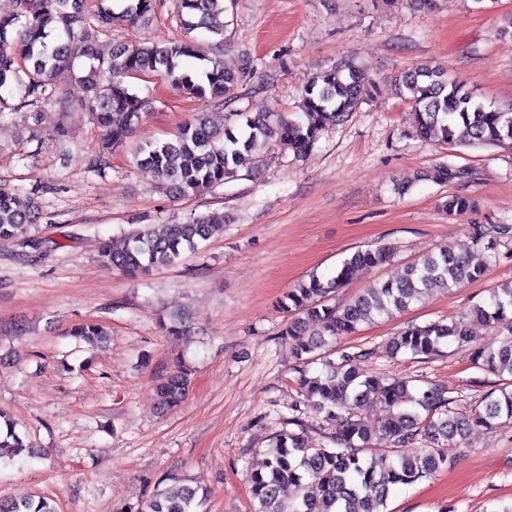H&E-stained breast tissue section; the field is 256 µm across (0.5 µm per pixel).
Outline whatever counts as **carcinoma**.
I'll list each match as a JSON object with an SVG mask.
<instances>
[{"mask_svg": "<svg viewBox=\"0 0 512 512\" xmlns=\"http://www.w3.org/2000/svg\"><path fill=\"white\" fill-rule=\"evenodd\" d=\"M21 11L0 17V91H17L21 105L31 106L29 118L41 125L36 102L53 100L68 106L61 78L68 76L85 90V107L104 132L106 146L123 143L137 124L146 101L134 93L127 79L154 75L193 98L209 97L218 104L237 98L236 91L254 68L246 58L236 70H228L198 53L192 33L204 30L224 41L226 0H176L183 36L162 42L116 45L110 56L97 53V33L120 17L137 26L148 22L159 0H98L88 13L85 0H20ZM81 64H76V61ZM397 96L414 109L415 136L423 141L451 143L456 129L464 128L470 146H496L512 150V105L501 108L476 99L465 85L448 78L441 65L423 64L394 78ZM374 82L362 69L344 63L314 77L302 91V112L290 119L280 112L253 116L229 112L234 121L223 127L199 113L184 123L169 140L140 146L136 162L150 168L167 189L180 196L224 184L235 176L241 156L262 152L274 142L303 158L310 154L322 133L342 124L370 94ZM465 167L442 164L434 178L444 184L469 178ZM40 218L33 194L0 187V242L18 238L28 224ZM224 214L212 212L188 222L144 224L123 246L102 243L100 258L127 275L175 264L182 254L197 247L223 227ZM487 233L474 228V250L457 253L444 246L408 263L395 282L369 288L350 303L330 304V294L342 287L361 268L381 267L394 256L390 247L359 249L343 260L331 277L312 276L288 290L279 307L288 317L284 335L290 352L302 362L297 386L307 398L318 400L323 421L334 429V446L311 444L302 419L288 423L296 431L275 435L272 450L262 469L250 475L256 512H387L391 492L434 475L453 461L451 450L476 427L496 429L512 422V334L495 345H474L467 323L442 321L411 326L386 346L390 356L409 353L439 357L451 347L467 348L468 360L496 375L501 387L484 395L474 408L463 411L446 391L415 384L413 378L384 381L361 367L364 354L341 352L339 359H323L322 367L310 372L312 354L329 341L355 333L377 316L406 311L424 294L440 288L451 291L482 277L496 258V244L485 241ZM473 319L487 325L512 328V286L494 288L474 304ZM71 335L88 344L108 340L105 328L85 322ZM192 373L179 370L156 385L159 404L179 406L189 392ZM377 405L380 420L370 422L361 410ZM0 449L9 448L17 458L41 457L38 448L26 443L15 424L0 412ZM419 443L422 451L408 455L402 449ZM301 491L292 501L281 498L284 488ZM198 489L177 484L146 503L145 512H193ZM0 512H56L46 498L23 496L0 500Z\"/></svg>", "mask_w": 512, "mask_h": 512, "instance_id": "1", "label": "carcinoma"}]
</instances>
